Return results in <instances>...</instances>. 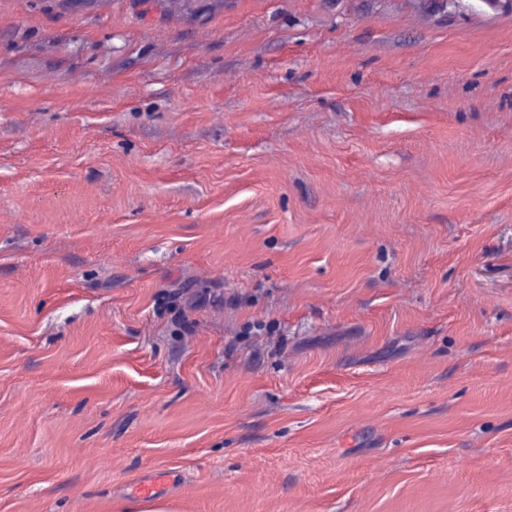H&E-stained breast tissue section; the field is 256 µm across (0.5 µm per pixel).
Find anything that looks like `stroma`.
I'll return each instance as SVG.
<instances>
[{
	"label": "stroma",
	"mask_w": 512,
	"mask_h": 512,
	"mask_svg": "<svg viewBox=\"0 0 512 512\" xmlns=\"http://www.w3.org/2000/svg\"><path fill=\"white\" fill-rule=\"evenodd\" d=\"M512 512V10L0 0V512Z\"/></svg>",
	"instance_id": "1"
}]
</instances>
